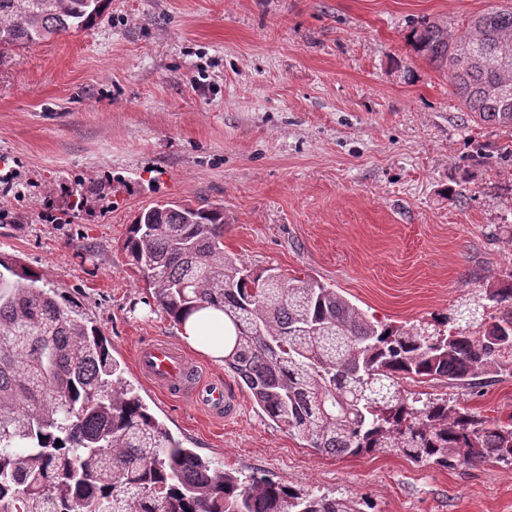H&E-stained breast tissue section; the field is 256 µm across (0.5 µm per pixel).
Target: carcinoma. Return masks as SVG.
I'll use <instances>...</instances> for the list:
<instances>
[{"label": "carcinoma", "mask_w": 512, "mask_h": 512, "mask_svg": "<svg viewBox=\"0 0 512 512\" xmlns=\"http://www.w3.org/2000/svg\"><path fill=\"white\" fill-rule=\"evenodd\" d=\"M110 0H0V53L87 29ZM414 51L448 66L481 122L512 129V0L454 30L422 19ZM180 325L224 313V368L253 404L311 448L391 450L417 465L512 466V422L477 417L402 383L477 388L512 375V272L485 289L491 313L446 331L372 321L336 289L253 274L224 252V209L164 201L122 245ZM43 275L0 256V512H358L344 499L211 469L125 385L109 341ZM61 445H56V441Z\"/></svg>", "instance_id": "cac0c4a2"}]
</instances>
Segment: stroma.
I'll return each mask as SVG.
<instances>
[{"mask_svg": "<svg viewBox=\"0 0 512 512\" xmlns=\"http://www.w3.org/2000/svg\"><path fill=\"white\" fill-rule=\"evenodd\" d=\"M498 0H112L88 29L0 54V252L39 271L112 344L150 411L219 469L361 512H512V469L336 457L269 420L223 365L184 347L121 248L138 210L224 208V250L314 278L371 320L440 327L512 273V129L463 112L412 21L458 26ZM183 348L239 401L224 418L134 364ZM408 390L512 420V376Z\"/></svg>", "mask_w": 512, "mask_h": 512, "instance_id": "35a3bbf8", "label": "stroma"}]
</instances>
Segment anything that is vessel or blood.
I'll list each match as a JSON object with an SVG mask.
<instances>
[{
    "label": "vessel or blood",
    "instance_id": "1",
    "mask_svg": "<svg viewBox=\"0 0 512 512\" xmlns=\"http://www.w3.org/2000/svg\"><path fill=\"white\" fill-rule=\"evenodd\" d=\"M138 372L160 389L180 396H190L208 410H223L233 415L236 400L223 386L197 379L187 356L173 345L155 340L141 345L135 356Z\"/></svg>",
    "mask_w": 512,
    "mask_h": 512
}]
</instances>
